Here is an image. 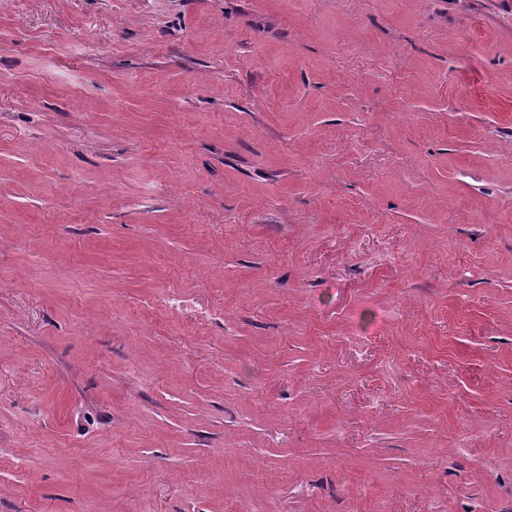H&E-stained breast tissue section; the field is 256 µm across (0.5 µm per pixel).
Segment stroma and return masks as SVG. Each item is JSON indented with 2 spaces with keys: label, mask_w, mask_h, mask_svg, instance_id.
I'll list each match as a JSON object with an SVG mask.
<instances>
[{
  "label": "stroma",
  "mask_w": 512,
  "mask_h": 512,
  "mask_svg": "<svg viewBox=\"0 0 512 512\" xmlns=\"http://www.w3.org/2000/svg\"><path fill=\"white\" fill-rule=\"evenodd\" d=\"M0 512H512V0H0Z\"/></svg>",
  "instance_id": "35a3bbf8"
}]
</instances>
